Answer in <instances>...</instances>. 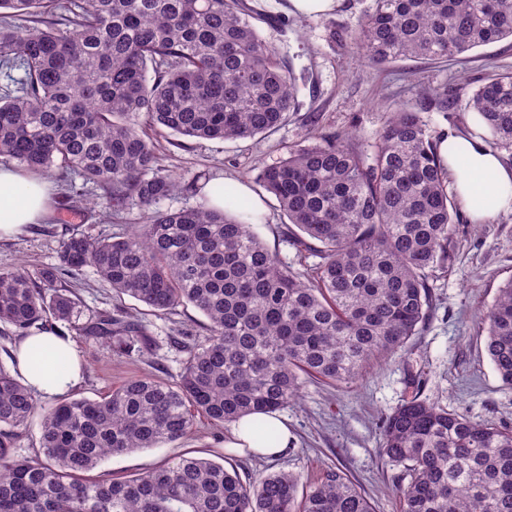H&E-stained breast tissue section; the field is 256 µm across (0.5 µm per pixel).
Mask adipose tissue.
<instances>
[{
    "instance_id": "adipose-tissue-1",
    "label": "adipose tissue",
    "mask_w": 512,
    "mask_h": 512,
    "mask_svg": "<svg viewBox=\"0 0 512 512\" xmlns=\"http://www.w3.org/2000/svg\"><path fill=\"white\" fill-rule=\"evenodd\" d=\"M441 163L450 188L470 221L485 224L501 213L512 212V165L476 136L448 133L439 144ZM47 179L0 164V237L19 234L24 226L42 221L51 204ZM17 370L32 394L57 399L76 387L82 378V359L72 343L54 334L23 339L16 353ZM278 432L274 445L260 443L252 432V417L232 428L230 447L248 448L263 456L285 453L291 435L277 415H269Z\"/></svg>"
}]
</instances>
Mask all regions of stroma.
I'll list each match as a JSON object with an SVG mask.
<instances>
[{
  "mask_svg": "<svg viewBox=\"0 0 512 512\" xmlns=\"http://www.w3.org/2000/svg\"><path fill=\"white\" fill-rule=\"evenodd\" d=\"M245 2L265 18L259 26L261 35L287 56L297 78L298 108L274 132L251 139L187 138L177 147L172 135H158L154 145L159 163L179 184L160 207L178 209L199 203L198 188L206 182L242 181L265 205L264 221L255 227L257 234L283 261L302 272L313 268L318 259L290 241L287 217L257 176L286 158L289 150L310 144L309 116L317 117L321 131L349 135L351 143L363 150L374 144L390 114L401 110L421 113L439 134L469 132L478 118L465 99L444 112L425 106L426 93L443 85L473 89L492 75L512 71V41L504 39L441 60L408 59L374 66L362 61L351 41L373 0H341L332 13L304 18L290 14L286 0ZM104 207L99 191L79 196L67 186H56L45 221L0 239V269L23 263L54 265L71 234L111 237L144 221L140 209L109 217ZM450 253L447 268L434 271L430 279L432 310L402 351L373 360L351 384L305 379L298 401L279 410L295 437L286 455L270 461L239 452L227 445L229 427L216 428L201 418L192 437L112 456L96 469V476H128L184 454L223 463L244 479L262 471H288L308 484L325 470L337 468L364 491L374 512H400L398 486L404 468L381 457L379 425L404 399L416 392L421 399L471 421L512 428V388L499 379L481 329L499 285L512 278V213L488 224L460 218ZM66 284L86 310L120 306L129 311L136 306L131 298H117L89 266L67 277ZM141 320L146 341L142 353L131 359L114 356L104 345L89 347L81 336L72 337L84 361L83 380L72 389V397L99 398L134 375L176 380L184 355L173 338L179 330L202 326L204 316L188 305L168 314L145 311Z\"/></svg>",
  "mask_w": 512,
  "mask_h": 512,
  "instance_id": "35a3bbf8",
  "label": "stroma"
}]
</instances>
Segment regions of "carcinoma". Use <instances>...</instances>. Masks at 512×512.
Segmentation results:
<instances>
[{"label":"carcinoma","instance_id":"cac0c4a2","mask_svg":"<svg viewBox=\"0 0 512 512\" xmlns=\"http://www.w3.org/2000/svg\"><path fill=\"white\" fill-rule=\"evenodd\" d=\"M26 18L27 25L16 24ZM243 0H0V158L103 192L146 223L109 238L71 235L59 264L0 269V335L68 324L118 357L140 354L144 326L82 310L62 275L93 267L118 298L166 314L192 305L206 334L180 333L174 382L134 376L98 399L40 407L0 364V512H372L339 469L298 494L297 475L237 471L179 457L124 478L90 476L103 460L187 438L195 414L215 426L294 402L302 376L362 377L375 356L416 335L430 308L428 279L448 261L454 211L439 137L421 113L394 112L362 153L339 133L261 170L258 181L320 257L306 277L255 232L232 186L224 208L161 210L175 190L142 126L206 140L252 138L296 107L295 77L263 39ZM512 38V0H374L351 37L373 65L437 60ZM23 72L19 81L12 72ZM459 92L436 87L447 107ZM495 149H512V73L468 96ZM485 345L512 388V278L485 315ZM41 417L40 446L16 453ZM381 453L406 466L402 512H512V429L477 423L414 395L389 414Z\"/></svg>","mask_w":512,"mask_h":512}]
</instances>
